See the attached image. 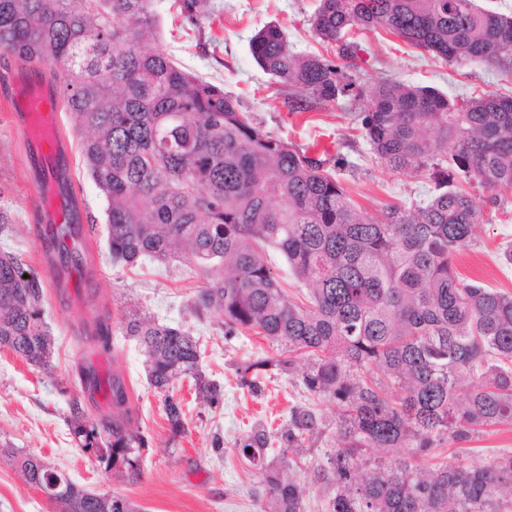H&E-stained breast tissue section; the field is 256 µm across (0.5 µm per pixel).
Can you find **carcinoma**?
I'll list each match as a JSON object with an SVG mask.
<instances>
[{
  "label": "carcinoma",
  "instance_id": "obj_1",
  "mask_svg": "<svg viewBox=\"0 0 512 512\" xmlns=\"http://www.w3.org/2000/svg\"><path fill=\"white\" fill-rule=\"evenodd\" d=\"M332 57L292 52L281 26L249 41L257 65L290 89L288 108L363 100L358 113L371 152L390 170L430 173L435 192L379 218L361 214L338 179L347 160L272 136L224 89L184 70L151 44L150 0H0V49L42 71L81 141L84 171L104 201L109 258L194 264L200 285L188 303L226 336L252 331L285 346L277 358L239 368L255 393L277 370L336 403V448L314 467L324 512H512V456L474 469L442 462L417 468L446 439L512 424V294L461 280L452 264L480 222L481 198L512 194V96L460 100L433 88L357 81V33L383 29L450 65L480 61L512 73V13L478 0H320L310 19ZM272 247L307 286L298 300L268 265ZM46 294L22 255L0 249V347L51 366ZM123 333L145 355L150 385L165 394L171 430L186 413L170 388L194 381L219 403L221 386L201 368L200 346L181 325L147 315ZM88 419L72 401L74 435L121 473L140 471L134 410L121 374L80 369ZM473 384L464 400L458 391ZM326 423L295 404L275 433L255 426L235 445L259 477L267 512H303L305 490L286 453ZM388 458L367 457L371 449ZM14 462L27 485L58 483L61 512H104L102 495L78 487L32 454Z\"/></svg>",
  "mask_w": 512,
  "mask_h": 512
}]
</instances>
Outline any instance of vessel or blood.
<instances>
[{
    "label": "vessel or blood",
    "instance_id": "b4317fda",
    "mask_svg": "<svg viewBox=\"0 0 512 512\" xmlns=\"http://www.w3.org/2000/svg\"><path fill=\"white\" fill-rule=\"evenodd\" d=\"M56 87L39 72L20 64L7 97L12 125L21 128L27 138L29 155L43 171L38 187L39 209L43 224L55 227L72 219L61 193L58 170L67 168L71 151L60 135L61 116Z\"/></svg>",
    "mask_w": 512,
    "mask_h": 512
}]
</instances>
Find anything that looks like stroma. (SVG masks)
Wrapping results in <instances>:
<instances>
[{"label":"stroma","instance_id":"1","mask_svg":"<svg viewBox=\"0 0 512 512\" xmlns=\"http://www.w3.org/2000/svg\"><path fill=\"white\" fill-rule=\"evenodd\" d=\"M319 5L320 0H203L196 19L188 21L174 0H152L158 47L183 68L223 86L272 135L300 147L318 142L344 155L349 165L340 177L362 213L378 217L387 206L411 205L433 183L423 175L395 173L374 157L357 127L362 102L348 98L307 112L289 111L287 88L274 83L250 53L251 36L270 23L284 26L292 51L322 53L323 44L309 24ZM364 45L363 84L392 77L437 88L452 98L475 91L512 95V76L483 63L451 67L384 32L365 34ZM38 180L23 135L0 104V208L12 216L8 232L0 234V248L21 253L36 271L54 270L53 278L44 281L53 340L50 369L0 349V512H57L56 505L25 484L10 461L13 451L37 455L89 492L125 497L139 512H262L263 500L253 493L256 477L234 446L256 423L270 430L283 424L294 404L313 405L327 424L321 436L288 455L295 479L307 488L304 512H322L325 491L312 465L336 444L335 404L313 399L296 378L277 371L268 373L260 392L241 389L238 367L278 357L280 344L251 332L228 337L213 323L192 321L185 307L198 282L187 260L112 266L103 202L78 161L70 170L82 229L75 247L80 255H91L92 264L77 267L66 256L47 261L45 241L35 229ZM482 214L469 245L453 256V265L464 279L512 293V265L502 260L505 245L512 243V196L498 206L484 205ZM131 311L190 327L201 343L203 371L224 388L223 402L212 408L196 400L191 379L176 382L174 395L187 414L184 433L171 432L164 397L147 381L145 357L122 333ZM100 313L110 317L113 366L127 380L136 423L147 441L138 453L141 473L134 478H113L111 468L82 448L72 433L71 401L82 394L78 369L100 353L84 329ZM217 438L224 442L220 454L213 447ZM511 453L512 424L485 428L465 442L445 440L436 451L437 457L466 468L484 467Z\"/></svg>","mask_w":512,"mask_h":512}]
</instances>
